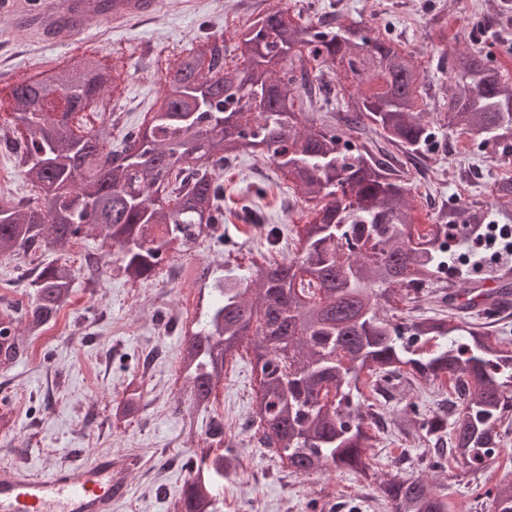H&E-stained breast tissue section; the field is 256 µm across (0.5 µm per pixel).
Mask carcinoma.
Segmentation results:
<instances>
[{
	"label": "carcinoma",
	"mask_w": 512,
	"mask_h": 512,
	"mask_svg": "<svg viewBox=\"0 0 512 512\" xmlns=\"http://www.w3.org/2000/svg\"><path fill=\"white\" fill-rule=\"evenodd\" d=\"M281 14L270 10L237 33L239 64L218 65L211 39L198 41L165 78L159 109L116 148L110 136L116 118L94 130L74 125L75 114L115 84L99 60L75 59L49 77L18 84L10 103L15 154L38 196L34 206L0 196V255L62 245L91 228L117 249L119 264L112 269L87 257V284L115 270L128 282L146 280L172 243L217 237L224 185L216 171L243 152L263 154L294 194L324 205L301 230L300 257L254 263L253 279L227 260L197 271L219 299L180 352L189 405L209 404L225 364L246 344L260 372L251 419L259 445L300 475L364 473L372 431L384 418L361 392V374L374 378L378 390L449 376L455 392L447 408L401 420L421 432L431 451L428 472L393 475L379 485L391 512H448L428 473L444 470L450 459L473 473L483 470L499 453L500 426L512 418V353L496 331L469 321L512 306V271L456 281L441 272L448 238L458 237L465 248L473 227L512 206V178L494 183L495 204L450 200L432 233L414 234L404 166L435 135L421 109L422 70L393 39L334 14L317 26L285 24ZM294 49L306 52L319 73L346 61L341 73L356 91L339 121L357 134L358 145L331 125H317L315 113L295 110L296 78L287 69ZM448 74V125L512 156V81L473 46L448 57ZM51 83L62 91L57 103L46 95ZM301 88L310 100L332 102V86L306 73ZM372 124L385 146L367 137ZM75 280L66 263L51 262L35 274V296L23 313L27 335L55 322ZM404 302L415 314L397 316ZM13 320L7 309L0 314V365L27 352ZM142 405V386L131 380L115 417L133 418ZM235 462L230 453L202 451L177 512H221L224 475ZM485 495L493 512H512V482Z\"/></svg>",
	"instance_id": "1"
}]
</instances>
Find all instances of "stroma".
Returning <instances> with one entry per match:
<instances>
[{"instance_id":"obj_1","label":"stroma","mask_w":512,"mask_h":512,"mask_svg":"<svg viewBox=\"0 0 512 512\" xmlns=\"http://www.w3.org/2000/svg\"><path fill=\"white\" fill-rule=\"evenodd\" d=\"M272 9L288 10L299 22L336 11L392 34L423 70V96L437 117L448 100L453 49L479 44L495 66L512 75V0H158L150 23L142 27L88 16L84 34L63 49L39 41L35 31L0 23V54L18 51L14 71L20 81L35 76L48 60L61 66L76 55H99L120 73V87L104 99V111L82 113L84 124L98 128L110 111L137 127L160 107L170 64L186 42L214 33L224 43L225 59H232L236 28ZM11 89V83L0 81V136L8 140L0 148V167L13 176L4 194L32 203L37 192L9 146L17 138L8 111ZM435 132V145L420 172L411 176L410 207L417 224L432 223L441 204L458 197L492 203L495 181L505 166H512V157L502 158L476 140H462L447 120L438 117ZM222 181L223 239H207L201 250L171 251L178 272L169 279L156 274L133 284L114 276L97 288L77 281L56 321L41 335L28 337L30 353L11 367H0V409L13 413L12 427L0 429V466L45 474L101 455L119 463L134 458L139 465L130 474L129 493L113 512H173L188 477L185 462L199 454L212 422L223 420L235 433L245 426L257 384L252 355L244 349L227 362L211 406L188 408V383L177 362L187 336L177 324L178 299L196 286L195 270L204 263L228 258L246 266L262 260L268 225L281 230L284 258L297 257L299 232L314 219L316 207L296 198L276 166L258 155L244 154L225 166ZM90 252L109 263L117 259L109 242L94 232L52 250L0 255V305L25 308L36 269L66 262L79 270ZM133 379L142 384L144 408L135 419H116L113 405ZM361 390L399 419L411 402L433 410L448 398L447 387L439 384L399 386L379 397L367 375ZM501 434V452L483 472L474 475L451 463L436 474L433 485L449 507L473 501L477 512H491L485 490L512 480V420L503 424ZM238 452V464L224 478V512H348L344 503L349 499L360 503V512H389L380 480L394 473L418 474L428 461L419 434L395 429L380 433L370 449L372 472L367 476L341 470L296 475L250 438L240 441Z\"/></svg>"}]
</instances>
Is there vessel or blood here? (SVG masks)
<instances>
[{"mask_svg": "<svg viewBox=\"0 0 512 512\" xmlns=\"http://www.w3.org/2000/svg\"><path fill=\"white\" fill-rule=\"evenodd\" d=\"M156 4L157 0H114L108 17L118 24L145 19ZM91 7V0H0V15L38 16L41 35L62 46L81 33ZM127 472V467L105 456L49 474L5 468L0 470V512H113V503L128 492Z\"/></svg>", "mask_w": 512, "mask_h": 512, "instance_id": "obj_1", "label": "vessel or blood"}]
</instances>
